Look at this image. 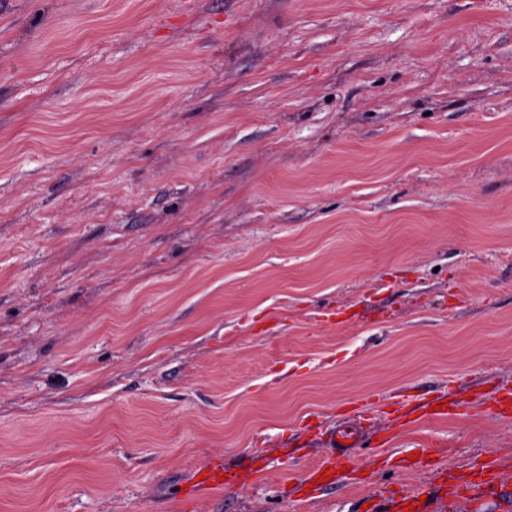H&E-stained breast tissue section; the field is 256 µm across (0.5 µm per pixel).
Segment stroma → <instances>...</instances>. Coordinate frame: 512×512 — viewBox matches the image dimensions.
Masks as SVG:
<instances>
[{"label":"stroma","mask_w":512,"mask_h":512,"mask_svg":"<svg viewBox=\"0 0 512 512\" xmlns=\"http://www.w3.org/2000/svg\"><path fill=\"white\" fill-rule=\"evenodd\" d=\"M506 393L512 0H0V512H512ZM345 440H349V443L345 444ZM363 445L364 441L360 439L356 432L341 428L338 425L328 434L326 444V448H330L328 458L307 473L308 479L314 477L321 479L320 475H323V470L330 472L332 479L329 482L347 478L348 471L343 472V469L350 463L351 451L353 448H364ZM499 464L495 459H488L471 469L468 473H444L440 484V500L447 508L460 499L473 498L489 490H496L501 483ZM425 492L419 489L416 490H401L393 493L391 496V502L395 505L391 509H395L396 512H404L406 506H402L403 502H407V505H414L415 512H434V509L428 505V497L426 498L425 505H422L421 496ZM400 505V508H397Z\"/></svg>","instance_id":"1"}]
</instances>
